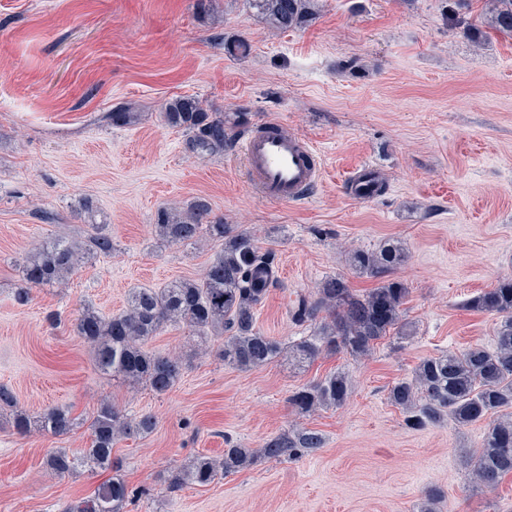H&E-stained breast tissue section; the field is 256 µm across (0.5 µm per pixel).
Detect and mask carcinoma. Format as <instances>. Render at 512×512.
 I'll list each match as a JSON object with an SVG mask.
<instances>
[{
    "instance_id": "obj_1",
    "label": "carcinoma",
    "mask_w": 512,
    "mask_h": 512,
    "mask_svg": "<svg viewBox=\"0 0 512 512\" xmlns=\"http://www.w3.org/2000/svg\"><path fill=\"white\" fill-rule=\"evenodd\" d=\"M253 8L279 32L304 26L315 14L316 0H250ZM492 29L512 33V0H492L489 19ZM165 124L185 131L188 149L197 154L214 153L230 147L244 126L243 118L232 125L220 112H208L192 98L179 97L166 104ZM209 205L195 200L184 211L163 207L154 224L156 235L168 244L195 242L203 236L220 244V250L198 279H181L163 288H133L121 313L106 317L86 306L75 319V330L94 348L100 371L121 377L132 385H143L158 395L170 391L183 371V358L156 355L145 343L167 325H184L199 346L209 333L221 331L224 344L219 356L240 370H252L276 362L284 353L281 344L256 327L255 310L278 283L274 253L258 246L254 236L222 221H210ZM108 225H96L88 247L73 238H56L42 243L19 263L23 286L16 293L19 304L31 299L34 287L61 285L74 269L92 255L112 254ZM407 255L402 244L388 239L376 249H355L349 264L359 275L379 280L377 287L357 294L343 277L324 278L313 294L297 301L294 316L314 320L319 314V334L295 344L288 358L299 368L322 353L342 351L352 357L369 355L378 341L399 328L409 288L390 274L401 267ZM469 307L501 316L494 347L474 345L461 351H446L423 359L409 379L388 390V400L405 414V425L420 428L450 419L459 427L482 422L485 431L477 450L465 455V465L477 484L497 486L512 474V280L476 296ZM351 391V379L337 372L325 380L304 385L289 396V404L300 414L322 407L343 405ZM14 426L20 433L38 427L58 435L70 432L75 421L68 409L55 407L32 416L15 413ZM156 427L152 415L132 416L109 402L100 405L90 424L87 447L71 453L54 451L45 464L65 475L79 470L110 471L95 495L65 512H123L130 491L120 465L112 459L120 437H145ZM324 436L315 429L285 431L260 448L232 445L217 461L200 455L186 475L199 486L218 477L250 470L268 459L298 460L324 447Z\"/></svg>"
}]
</instances>
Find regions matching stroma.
Listing matches in <instances>:
<instances>
[{
	"label": "stroma",
	"mask_w": 512,
	"mask_h": 512,
	"mask_svg": "<svg viewBox=\"0 0 512 512\" xmlns=\"http://www.w3.org/2000/svg\"><path fill=\"white\" fill-rule=\"evenodd\" d=\"M487 3L319 0L313 20L280 33L248 0H0V387L13 398L0 404V512H64L94 495L104 474L58 475L44 461L86 447L104 401L157 420L114 445L132 492L124 512H419L431 489L441 512H512V475L487 490L463 465L484 425L411 429L387 398L424 358L492 346L497 315L469 302L512 279V33L488 28ZM233 39L248 42L246 57L225 53ZM176 97L229 121L279 120L320 153L321 184L301 205L258 198L241 142L197 155L164 124ZM126 109L138 120L112 125ZM365 163L382 188L358 199L342 181ZM198 198L276 255L279 284L255 312L265 334L286 345L311 335L314 322L292 317L298 296L333 275L359 294L375 287L349 253L393 238L408 253L393 276L410 291L409 336L360 360L332 353L298 368L283 357L241 371L219 358L223 335L197 351L186 327L168 326L146 344L186 360L167 394L100 372L78 312L117 314L131 289L198 278L217 243L170 245L154 231L161 207ZM95 224L109 226L112 255L19 305V261ZM333 372L353 382L346 403L299 415L289 396ZM55 406L75 419L70 433L14 428L16 411ZM296 427L321 432L324 447L173 490L195 457Z\"/></svg>",
	"instance_id": "stroma-1"
}]
</instances>
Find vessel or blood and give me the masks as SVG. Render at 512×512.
Masks as SVG:
<instances>
[{
    "instance_id": "1",
    "label": "vessel or blood",
    "mask_w": 512,
    "mask_h": 512,
    "mask_svg": "<svg viewBox=\"0 0 512 512\" xmlns=\"http://www.w3.org/2000/svg\"><path fill=\"white\" fill-rule=\"evenodd\" d=\"M243 154L251 189L271 202L294 205L306 201L310 190L322 180L323 167L313 144L284 131L275 120L247 136ZM345 184L359 198L375 193L374 179L366 167L352 171Z\"/></svg>"
}]
</instances>
